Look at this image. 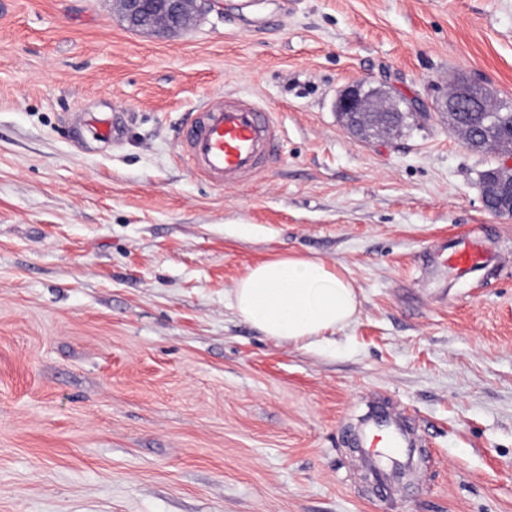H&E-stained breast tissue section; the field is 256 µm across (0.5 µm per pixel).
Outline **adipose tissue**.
I'll return each mask as SVG.
<instances>
[{
  "label": "adipose tissue",
  "mask_w": 512,
  "mask_h": 512,
  "mask_svg": "<svg viewBox=\"0 0 512 512\" xmlns=\"http://www.w3.org/2000/svg\"><path fill=\"white\" fill-rule=\"evenodd\" d=\"M229 305L265 336L308 346L325 332L353 323L361 302L340 270L287 255L249 269L233 289Z\"/></svg>",
  "instance_id": "ef3b65f1"
}]
</instances>
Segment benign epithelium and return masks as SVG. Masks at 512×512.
I'll return each instance as SVG.
<instances>
[{"label":"benign epithelium","instance_id":"obj_1","mask_svg":"<svg viewBox=\"0 0 512 512\" xmlns=\"http://www.w3.org/2000/svg\"><path fill=\"white\" fill-rule=\"evenodd\" d=\"M122 18L130 28L154 33L176 32L182 29L190 11L197 8L196 0H118ZM448 112V120L465 145H471L474 130L466 121L480 112H512V106L487 104L486 91L477 83L463 79L448 98L440 103ZM339 112L349 130L361 134L370 129L374 135L390 132L408 119L427 116L425 104L414 98L388 94L382 96L365 82H355L344 89L338 100ZM484 206L496 214H512V151L503 154L502 162L489 169L481 181Z\"/></svg>","mask_w":512,"mask_h":512}]
</instances>
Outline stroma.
<instances>
[{
	"instance_id": "stroma-1",
	"label": "stroma",
	"mask_w": 512,
	"mask_h": 512,
	"mask_svg": "<svg viewBox=\"0 0 512 512\" xmlns=\"http://www.w3.org/2000/svg\"><path fill=\"white\" fill-rule=\"evenodd\" d=\"M512 103V0H210L174 33L116 0L0 9V512H512V266L432 297L442 237L512 251L499 164L436 104ZM365 80L427 118L370 140ZM282 120V158L218 188L178 157L205 96ZM121 112L118 142L84 117ZM341 269L360 314L314 346L228 305L276 255ZM384 396L424 433L412 498H374L346 441ZM486 91L469 79L458 81L448 98L440 103V107L448 112V120L454 131L458 132L464 144H472L474 130L465 118L480 112H512V106L498 105L494 110L487 104ZM481 114V113H480ZM502 162L489 169L481 181L484 206L496 214H512V151L502 153Z\"/></svg>"
}]
</instances>
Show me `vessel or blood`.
<instances>
[{"label": "vessel or blood", "instance_id": "b4317fda", "mask_svg": "<svg viewBox=\"0 0 512 512\" xmlns=\"http://www.w3.org/2000/svg\"><path fill=\"white\" fill-rule=\"evenodd\" d=\"M281 138L278 113L249 99L218 97L203 101L181 126L179 155L211 185H241L280 160ZM429 261L449 279L464 280L487 266L510 264L512 257L490 252L482 237L469 234L442 239ZM357 443L377 497L412 491L418 478L408 468L417 439L398 416L386 411L368 415Z\"/></svg>", "mask_w": 512, "mask_h": 512}]
</instances>
